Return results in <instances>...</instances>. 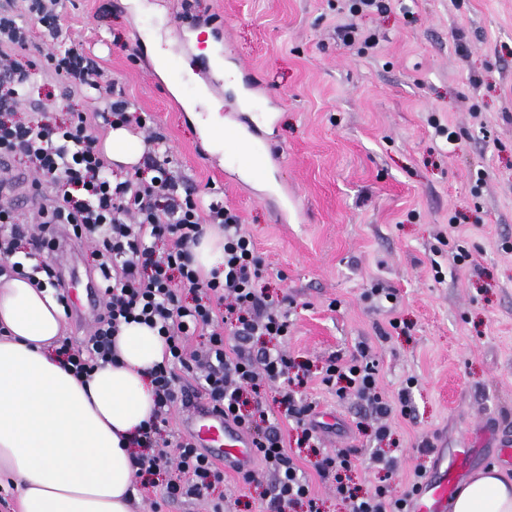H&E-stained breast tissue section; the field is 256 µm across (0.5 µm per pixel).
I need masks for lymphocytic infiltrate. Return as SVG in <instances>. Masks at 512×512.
Here are the masks:
<instances>
[{
	"mask_svg": "<svg viewBox=\"0 0 512 512\" xmlns=\"http://www.w3.org/2000/svg\"><path fill=\"white\" fill-rule=\"evenodd\" d=\"M61 0H25L20 12L0 11V154L25 159L35 177L33 188L49 187L48 206L19 216L14 202H0V255L12 258L11 272L20 273L21 251L36 257L32 271L55 282V269L40 259L43 249L59 247L61 239L89 240L101 277L102 302L89 335L81 342L63 340L60 351L75 376H86L116 358L115 338L122 324L137 322L156 328L164 337L165 360L154 371L156 399L153 414L136 444L142 452L133 459L142 488L162 477L160 496L151 512L180 499L211 498L210 512H224L223 498L214 489L224 482L223 468L212 462L190 438L171 434L168 426L176 407L194 398L207 400L225 420L253 437L259 469L242 472L250 484L266 476L269 512H290L298 503L319 512L311 487L297 459L283 445L278 424L259 427L264 416L263 393L276 386L285 421L294 424L298 444L317 448L320 438L312 421L315 405L301 389L308 368L279 346L290 327L291 301L273 299L259 281L265 262L235 210L216 201L203 203L184 184L172 166L161 133L143 127L145 147L134 173L113 180L98 148L97 130L126 126L131 104L111 90L97 63L76 48L51 55L57 73L68 84L94 97L98 108L81 113L70 123L21 122L12 112L32 87L31 72L8 54V47L26 48L33 24L58 40ZM224 231V276L200 282L193 268V249L207 225ZM193 292L183 300L181 289ZM268 337L267 346L254 345ZM323 385L339 399L355 396L375 421L374 434L384 439L395 406H407L408 389L397 403L385 400L378 388V370L367 346L351 359L330 356L320 371ZM355 454L351 448L322 453L317 460L321 480L331 481L347 512H408L413 490L390 494L379 486L359 493L345 481Z\"/></svg>",
	"mask_w": 512,
	"mask_h": 512,
	"instance_id": "lymphocytic-infiltrate-1",
	"label": "lymphocytic infiltrate"
}]
</instances>
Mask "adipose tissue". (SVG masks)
<instances>
[{"mask_svg":"<svg viewBox=\"0 0 512 512\" xmlns=\"http://www.w3.org/2000/svg\"><path fill=\"white\" fill-rule=\"evenodd\" d=\"M144 151L128 128L110 130L102 152L121 166ZM202 278L224 268V234L205 230L193 249ZM55 290L0 276V479L19 512H130L136 494L131 441L154 407L152 373L165 342L156 329L122 325L119 360L87 380L65 370ZM451 512H512V479L480 469L458 488Z\"/></svg>","mask_w":512,"mask_h":512,"instance_id":"adipose-tissue-1","label":"adipose tissue"}]
</instances>
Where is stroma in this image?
<instances>
[{
	"label": "stroma",
	"mask_w": 512,
	"mask_h": 512,
	"mask_svg": "<svg viewBox=\"0 0 512 512\" xmlns=\"http://www.w3.org/2000/svg\"><path fill=\"white\" fill-rule=\"evenodd\" d=\"M344 0H64L65 45L84 50L148 125L163 134L187 187L236 210L265 259L263 284L292 300L285 346L309 367L326 450L354 448L352 485L407 490L437 449H475L472 469L496 465L490 435L512 434V0H413L360 19L376 45L344 42ZM224 33V64L254 72L274 116L267 135L286 158L238 184L225 174L231 144L209 145L201 120L220 99L228 116L252 103L231 80L203 87L202 62ZM144 36L135 45L136 36ZM20 56L36 92L24 119L64 121L95 101L63 83L41 31ZM164 63L155 60V48ZM460 137L448 151L435 125ZM465 251L467 264L454 265ZM56 262L78 309L65 320L83 339L79 307L95 279L86 242ZM395 290L394 308L363 294ZM367 344L393 413L384 441L356 399H338L317 374L329 356ZM414 385H407V378ZM320 512H346L316 456L282 429ZM395 457L381 479L369 456ZM218 493L231 512H264L266 483L228 472Z\"/></svg>",
	"instance_id": "obj_1"
}]
</instances>
